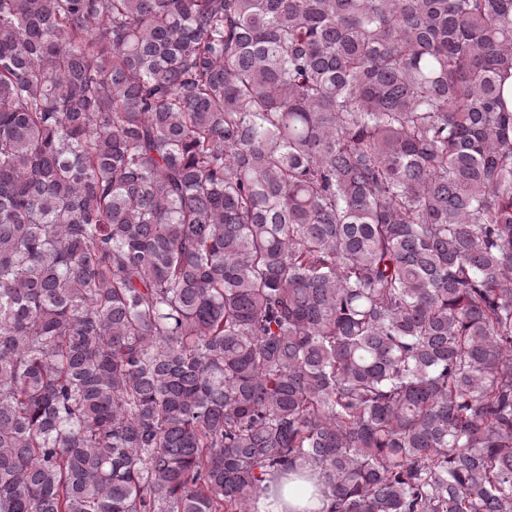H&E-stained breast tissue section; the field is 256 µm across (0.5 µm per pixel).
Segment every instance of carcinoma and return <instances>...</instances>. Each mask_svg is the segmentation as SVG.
<instances>
[{"mask_svg": "<svg viewBox=\"0 0 512 512\" xmlns=\"http://www.w3.org/2000/svg\"><path fill=\"white\" fill-rule=\"evenodd\" d=\"M512 512V0H0V512ZM314 490L311 482L296 481L293 483L284 482L281 487V497L277 500L265 494L260 499L259 507L261 512H284L282 503H287L292 512H305V509L317 511L324 504L320 497L309 499Z\"/></svg>", "mask_w": 512, "mask_h": 512, "instance_id": "carcinoma-1", "label": "carcinoma"}]
</instances>
